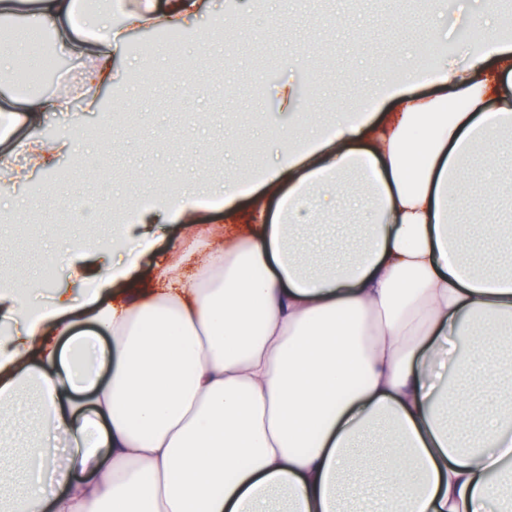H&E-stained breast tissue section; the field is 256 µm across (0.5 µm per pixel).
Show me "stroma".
Returning a JSON list of instances; mask_svg holds the SVG:
<instances>
[{
  "instance_id": "obj_1",
  "label": "stroma",
  "mask_w": 512,
  "mask_h": 512,
  "mask_svg": "<svg viewBox=\"0 0 512 512\" xmlns=\"http://www.w3.org/2000/svg\"><path fill=\"white\" fill-rule=\"evenodd\" d=\"M224 6L236 25L210 22L203 45L182 33L177 46L160 49L154 31L131 35L132 51L149 53L151 70L144 78L127 61H116L121 112L85 111L88 59L56 55L53 78L30 82L26 76L41 68V58H13L8 81L0 85V110L11 125L15 166L28 171L19 144L29 138L68 133L76 154L50 171L31 173L0 197V212L9 214L8 223H0V268L22 267L36 280L54 263L51 287L72 286L67 250L74 242L109 236L126 206L152 213L186 184L204 192L271 165L289 123L275 85L300 82V98L312 112L348 111L356 105L353 87L376 85L390 64L405 54L418 58L430 40L422 21L427 0H224ZM187 68L196 76L190 90L172 79ZM23 88L42 98L68 89L69 109L31 121L10 100ZM190 114L195 122H187ZM62 195L93 197V224L64 221Z\"/></svg>"
}]
</instances>
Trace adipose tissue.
I'll return each mask as SVG.
<instances>
[{"label": "adipose tissue", "instance_id": "ef3b65f1", "mask_svg": "<svg viewBox=\"0 0 512 512\" xmlns=\"http://www.w3.org/2000/svg\"><path fill=\"white\" fill-rule=\"evenodd\" d=\"M77 0H33L27 23L87 55L89 87L112 88L125 33H205L200 0L125 10L124 29L85 20ZM490 36L467 66L412 65L361 90L252 176L225 182L245 225L197 228L199 198H168L157 223L182 248L132 289L81 268L79 289L35 308L0 290V512H512V254L505 224L457 223L495 209L511 184L512 44ZM333 212L355 244L326 262L309 226ZM39 437L18 467L7 416Z\"/></svg>", "mask_w": 512, "mask_h": 512}]
</instances>
